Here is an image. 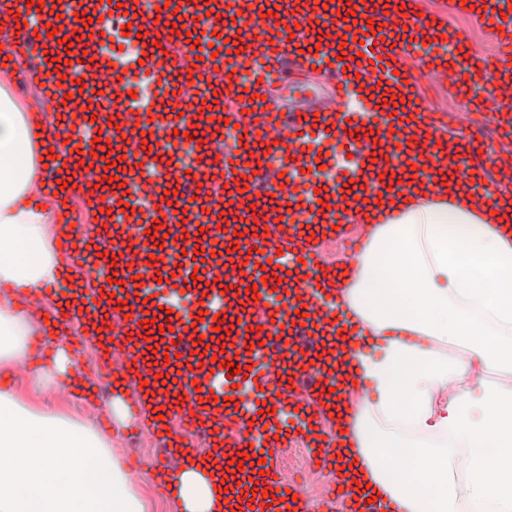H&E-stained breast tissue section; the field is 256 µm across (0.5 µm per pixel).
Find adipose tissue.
Segmentation results:
<instances>
[{
    "label": "adipose tissue",
    "mask_w": 512,
    "mask_h": 512,
    "mask_svg": "<svg viewBox=\"0 0 512 512\" xmlns=\"http://www.w3.org/2000/svg\"><path fill=\"white\" fill-rule=\"evenodd\" d=\"M41 132L0 81V283L62 279L60 231L40 176ZM339 300L373 341L349 386L374 399L336 418L339 461L359 499L392 512H512V208L447 185L372 207ZM29 312L0 301V367L27 359ZM499 373L485 380L486 370ZM210 460L176 473L181 512H224ZM0 512H148L112 441L38 414L0 389Z\"/></svg>",
    "instance_id": "ef3b65f1"
}]
</instances>
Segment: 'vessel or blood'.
I'll return each mask as SVG.
<instances>
[{
  "label": "vessel or blood",
  "instance_id": "vessel-or-blood-1",
  "mask_svg": "<svg viewBox=\"0 0 512 512\" xmlns=\"http://www.w3.org/2000/svg\"><path fill=\"white\" fill-rule=\"evenodd\" d=\"M7 2L18 22L0 27V39L47 80L32 110L55 153L45 175L66 183L57 203L80 195L101 208L106 190L114 192L112 219L65 226L56 240L66 257L90 242L114 254L117 283L97 277L95 287L77 290L78 305L50 309L35 332L40 346L52 348L93 313L107 387L136 385L135 408L151 401L163 410L151 423L162 447L152 463L158 474L189 460L187 438L217 441L229 458L247 449L263 470L256 477L233 466L230 481L283 491L278 501L255 498L251 512H328L329 503H311L283 475L279 456L285 438H300L311 461L335 467L338 436L321 424L365 396L360 388L336 399L338 382L323 366L325 346L336 341L330 321L354 318L336 303V271L317 241L334 227L368 223L370 211L361 201L324 210L318 200L346 198L381 171L393 173L392 192H407L413 164L425 159L462 188L498 200L512 162L436 141L448 116L432 111L400 69L403 55L422 50L431 73L458 85L512 137V91L503 88L512 81V0H467L499 43L485 57L464 56L466 39L419 17L418 0H44L38 11L27 0ZM353 9L359 19L346 24ZM84 11L97 22L84 24ZM128 23L143 27L144 38L123 35ZM372 25L379 34H369ZM52 28L67 43L49 37ZM232 40L243 51L230 52ZM110 43L132 51L105 53ZM72 45L95 51L84 88L67 61ZM311 68L336 84L335 105L282 115L275 91L299 85ZM133 81L150 94L130 96ZM115 99L124 115L117 127L109 123ZM202 101L209 112H196ZM190 130L196 138H187ZM490 162L498 177L486 182ZM107 285L112 295H101ZM178 288L188 289L194 308L173 304ZM217 328L225 333L218 342ZM217 354L225 367L214 366ZM233 363L250 373L231 374ZM163 374L173 377L171 388H162Z\"/></svg>",
  "mask_w": 512,
  "mask_h": 512
}]
</instances>
